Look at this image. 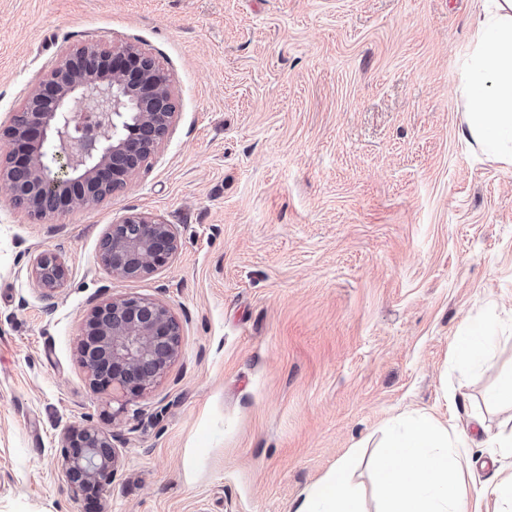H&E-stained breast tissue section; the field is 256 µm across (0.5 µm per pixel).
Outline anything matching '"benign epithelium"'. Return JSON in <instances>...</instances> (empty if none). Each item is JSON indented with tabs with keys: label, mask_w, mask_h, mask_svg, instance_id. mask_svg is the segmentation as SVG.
Wrapping results in <instances>:
<instances>
[{
	"label": "benign epithelium",
	"mask_w": 512,
	"mask_h": 512,
	"mask_svg": "<svg viewBox=\"0 0 512 512\" xmlns=\"http://www.w3.org/2000/svg\"><path fill=\"white\" fill-rule=\"evenodd\" d=\"M170 105L171 75L134 47L70 49L23 111L0 128V140L11 148L0 184L13 204L46 215L90 207L103 200V191L125 184L169 134L176 115ZM177 249L174 225L131 212L104 234L100 261L112 276L134 280L167 265ZM30 274L50 301L70 269L45 249L31 260ZM180 349V324L166 303L120 296L89 312L77 355L92 391L135 394L157 381ZM114 440L91 422L60 434V473L95 512H105L101 498L118 459Z\"/></svg>",
	"instance_id": "benign-epithelium-1"
}]
</instances>
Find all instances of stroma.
Instances as JSON below:
<instances>
[{"mask_svg":"<svg viewBox=\"0 0 512 512\" xmlns=\"http://www.w3.org/2000/svg\"><path fill=\"white\" fill-rule=\"evenodd\" d=\"M481 0H0V127L67 50L131 44L173 80L168 137L124 188L36 218L0 186V512H87L61 431L117 437L106 512H295L342 461L363 512L388 426L429 412L473 435L481 512L512 476V169L463 136L459 72ZM179 248L135 280L99 260L127 212ZM69 278L44 301V249ZM166 303L181 352L134 398L90 390V309ZM500 322L492 365L463 327ZM30 274L40 287L41 297L50 301L67 282L70 269L60 254L45 249L31 260Z\"/></svg>","mask_w":512,"mask_h":512,"instance_id":"35a3bbf8","label":"stroma"}]
</instances>
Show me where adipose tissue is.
I'll return each mask as SVG.
<instances>
[{"label":"adipose tissue","instance_id":"ef3b65f1","mask_svg":"<svg viewBox=\"0 0 512 512\" xmlns=\"http://www.w3.org/2000/svg\"><path fill=\"white\" fill-rule=\"evenodd\" d=\"M464 135L483 154L512 168V0H485L472 23L469 53L460 69ZM497 326L469 327L456 341L465 361L489 362ZM466 437L422 413L387 441L373 472L382 512H467L455 472ZM296 512H362L346 465L311 486Z\"/></svg>","mask_w":512,"mask_h":512}]
</instances>
